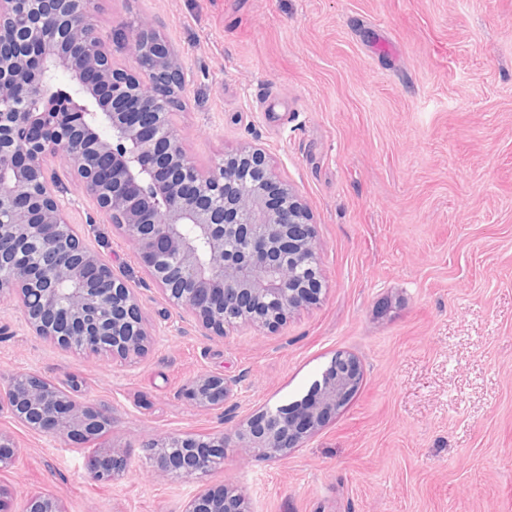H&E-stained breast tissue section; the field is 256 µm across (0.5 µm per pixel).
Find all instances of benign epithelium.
<instances>
[{"instance_id": "obj_1", "label": "benign epithelium", "mask_w": 512, "mask_h": 512, "mask_svg": "<svg viewBox=\"0 0 512 512\" xmlns=\"http://www.w3.org/2000/svg\"><path fill=\"white\" fill-rule=\"evenodd\" d=\"M95 0H0V299L23 309L29 332L64 349L139 358L154 342L138 299L66 217L71 182L130 241L168 300L216 336L230 325L274 328L320 300L311 216L275 179L266 152L248 145L205 172L184 152L173 123L185 92L181 56L143 20L110 45L91 21ZM131 56L132 73L112 47ZM359 368L338 355L299 400L265 408L232 432L163 435L145 442L152 470L203 475L237 448L283 459L315 433L357 386ZM238 380H190L183 395L204 411L224 408ZM34 373L0 387V413L35 432L84 443L112 427L109 407L78 400ZM18 455L0 431V470ZM127 461L103 447L91 478L112 482ZM23 512H63L49 494ZM184 512H251L236 487L204 492Z\"/></svg>"}]
</instances>
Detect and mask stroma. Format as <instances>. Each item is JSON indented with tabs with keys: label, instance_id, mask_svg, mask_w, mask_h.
I'll return each instance as SVG.
<instances>
[{
	"label": "stroma",
	"instance_id": "stroma-1",
	"mask_svg": "<svg viewBox=\"0 0 512 512\" xmlns=\"http://www.w3.org/2000/svg\"><path fill=\"white\" fill-rule=\"evenodd\" d=\"M149 20L184 62L173 123L202 169L253 143L313 215L320 302L277 330L211 336L173 306L80 191L68 220L136 294L156 340L127 362L31 335L0 300V376L37 372L112 409L124 475L91 479L93 444L8 415L13 512H183L242 487L253 512H512V0H96L103 35ZM390 43L378 52L377 41ZM340 354L361 381L283 460L228 448L210 473H151L144 440L231 432L289 404ZM237 379L227 414L181 394Z\"/></svg>",
	"mask_w": 512,
	"mask_h": 512
}]
</instances>
